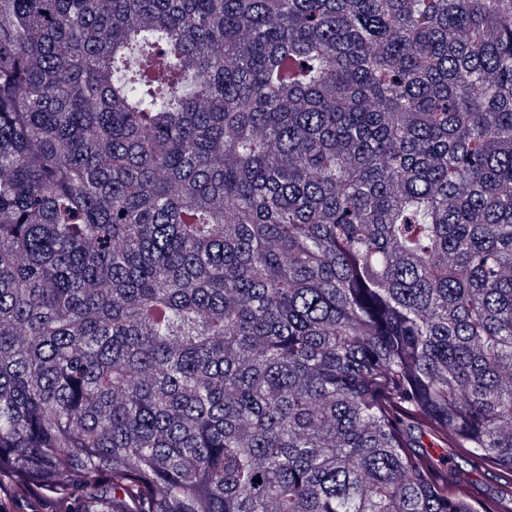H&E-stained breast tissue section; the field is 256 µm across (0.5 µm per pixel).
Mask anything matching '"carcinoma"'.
Segmentation results:
<instances>
[{"label": "carcinoma", "mask_w": 512, "mask_h": 512, "mask_svg": "<svg viewBox=\"0 0 512 512\" xmlns=\"http://www.w3.org/2000/svg\"><path fill=\"white\" fill-rule=\"evenodd\" d=\"M2 473L512 512V0H0Z\"/></svg>", "instance_id": "carcinoma-1"}]
</instances>
